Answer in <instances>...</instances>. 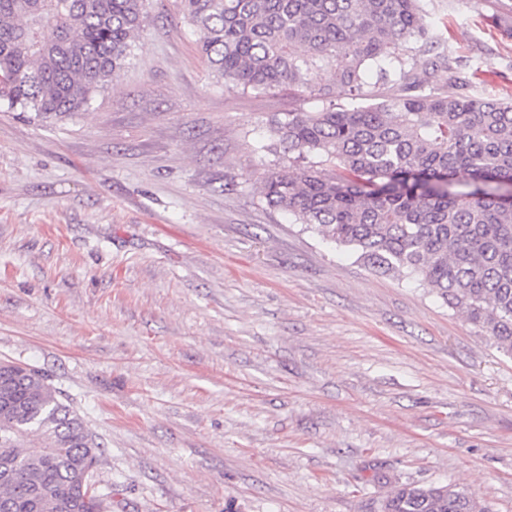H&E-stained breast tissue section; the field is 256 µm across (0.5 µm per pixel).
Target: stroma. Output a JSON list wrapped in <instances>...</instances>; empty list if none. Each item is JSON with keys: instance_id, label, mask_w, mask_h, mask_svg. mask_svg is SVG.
I'll return each mask as SVG.
<instances>
[{"instance_id": "1", "label": "stroma", "mask_w": 512, "mask_h": 512, "mask_svg": "<svg viewBox=\"0 0 512 512\" xmlns=\"http://www.w3.org/2000/svg\"><path fill=\"white\" fill-rule=\"evenodd\" d=\"M472 93L512 96V0H424ZM87 111L0 107V360L100 445L112 512H377L460 485L512 512V355L261 196L310 93L217 81L177 0Z\"/></svg>"}]
</instances>
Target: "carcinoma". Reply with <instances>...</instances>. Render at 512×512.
I'll return each mask as SVG.
<instances>
[{
  "label": "carcinoma",
  "instance_id": "1",
  "mask_svg": "<svg viewBox=\"0 0 512 512\" xmlns=\"http://www.w3.org/2000/svg\"><path fill=\"white\" fill-rule=\"evenodd\" d=\"M147 0H0V105L89 108L133 56ZM214 75L242 91L305 88L316 112L270 127L262 195L372 270L417 280L512 354V101L469 92L421 0H180ZM330 67L332 85L312 72ZM393 85L362 98L365 76ZM445 84L435 85L439 74ZM100 446L41 370L0 364V512H108ZM379 512H489L458 485L394 487Z\"/></svg>",
  "mask_w": 512,
  "mask_h": 512
}]
</instances>
